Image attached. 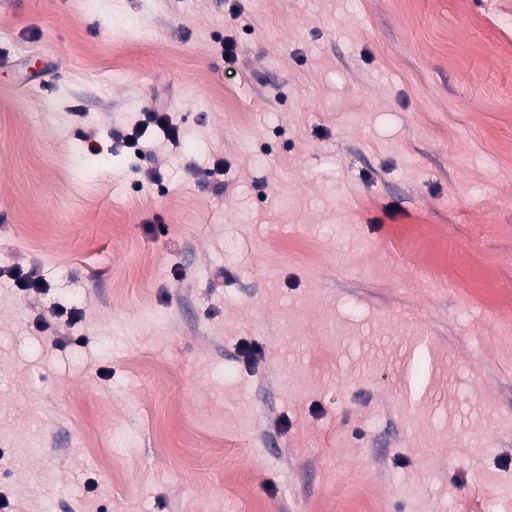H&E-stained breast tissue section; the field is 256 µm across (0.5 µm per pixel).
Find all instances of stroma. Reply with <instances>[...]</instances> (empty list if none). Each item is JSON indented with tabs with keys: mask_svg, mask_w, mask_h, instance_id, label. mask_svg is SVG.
I'll return each instance as SVG.
<instances>
[{
	"mask_svg": "<svg viewBox=\"0 0 512 512\" xmlns=\"http://www.w3.org/2000/svg\"><path fill=\"white\" fill-rule=\"evenodd\" d=\"M158 98L185 141L134 154ZM421 225L512 294V0H0V268L48 284L0 277V496L309 512L360 480L512 512V337L400 254ZM10 279L15 288L21 291L33 290L35 292L44 291L45 278L40 274L37 267H31L29 270L24 271L21 267H13L9 271Z\"/></svg>",
	"mask_w": 512,
	"mask_h": 512,
	"instance_id": "35a3bbf8",
	"label": "stroma"
}]
</instances>
